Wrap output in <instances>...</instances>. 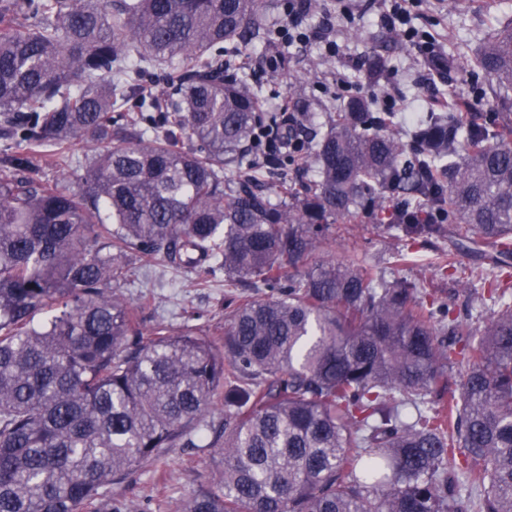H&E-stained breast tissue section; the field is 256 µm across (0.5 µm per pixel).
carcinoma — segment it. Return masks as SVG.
Returning a JSON list of instances; mask_svg holds the SVG:
<instances>
[{"label":"carcinoma","mask_w":512,"mask_h":512,"mask_svg":"<svg viewBox=\"0 0 512 512\" xmlns=\"http://www.w3.org/2000/svg\"><path fill=\"white\" fill-rule=\"evenodd\" d=\"M262 10L0 0V512L96 509L221 400L216 473L179 512H512V295L467 289L477 328L422 283L336 261L331 231L361 213L396 227L399 265L437 238L438 269L490 245L506 274L512 122L435 113L406 143L357 96L307 147L317 179H294L284 119L238 66ZM476 66L512 112V24ZM79 137L97 149L76 170ZM131 253L199 288L214 260L250 289L224 338L144 335L114 292Z\"/></svg>","instance_id":"obj_1"}]
</instances>
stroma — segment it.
Returning a JSON list of instances; mask_svg holds the SVG:
<instances>
[{"instance_id": "stroma-1", "label": "stroma", "mask_w": 512, "mask_h": 512, "mask_svg": "<svg viewBox=\"0 0 512 512\" xmlns=\"http://www.w3.org/2000/svg\"><path fill=\"white\" fill-rule=\"evenodd\" d=\"M357 5L349 20L332 11H313L299 17V28L311 33L312 41L300 43L277 35L245 51L249 82L262 90L268 111H279L289 98L306 101L311 106L312 129L325 131L329 114L342 109L351 96L349 89L337 85L340 74L363 94L390 89L397 112L393 128L401 135L411 127L404 113L412 112L417 119H424L433 111L432 100L436 97L465 95L476 100L478 111H487L490 83L470 62L493 30L512 20V0H423L412 24L433 34L437 50L448 61L444 71L410 49L403 37L389 34L371 0H358ZM375 53L385 58L387 68L373 84L359 65ZM268 57H282L286 63L271 69L264 63ZM397 248L394 231L384 224H357L351 234L336 240L337 258L356 251L367 263L377 266L387 280L431 281L439 300L458 311L465 304L458 292L461 282L480 287L492 277L491 257L467 253L456 256L459 276L440 275L436 262L448 249L444 240L427 243L416 261L406 266L395 265ZM209 280L208 287H196L194 269L176 270L157 260L151 266L136 268L117 291L134 305L149 299L142 313L144 333L158 327L177 332L190 326L217 336L224 331V303L229 291L224 286L223 270H213ZM206 421L209 428L197 447L167 449L160 463L136 467L121 482L106 487L105 499L116 508L133 503L141 512H157L156 498L162 495L170 512H175L180 502L214 475L209 443L215 429L224 425L223 406L214 407Z\"/></svg>"}]
</instances>
